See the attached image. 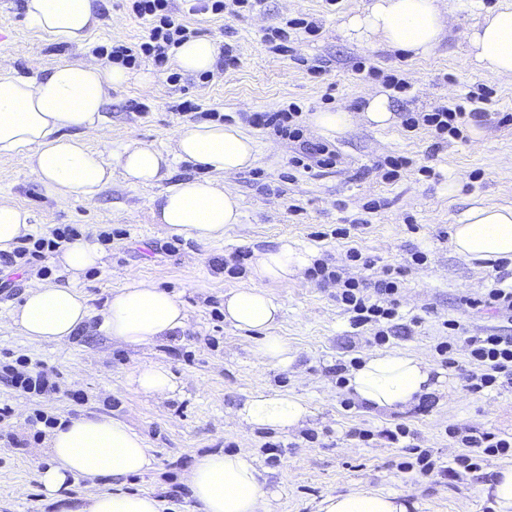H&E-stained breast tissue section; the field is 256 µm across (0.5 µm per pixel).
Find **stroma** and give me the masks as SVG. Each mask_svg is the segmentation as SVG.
<instances>
[{"label": "stroma", "instance_id": "stroma-1", "mask_svg": "<svg viewBox=\"0 0 512 512\" xmlns=\"http://www.w3.org/2000/svg\"><path fill=\"white\" fill-rule=\"evenodd\" d=\"M370 2L336 0L330 7L325 0H266L254 13L215 15L189 13L185 0H177V18L216 46L232 44L238 65L214 69L206 82L186 74L173 83L166 70L146 59L132 68L127 84L112 90L104 111L107 136L89 141L91 148L107 153L120 151L132 139L168 147L183 124L206 121L213 110L230 124L289 102L306 117L336 109L351 113L349 126L336 133L304 127L305 140L327 143L337 153L336 165L309 171L291 163L297 144L246 126L257 141L258 159L249 168L220 176L242 206L240 223L226 229L223 240L203 243L167 233L151 217L164 186L130 185L120 169H113L110 184L94 202L60 205L43 195L16 159L0 155V197L31 212L34 234L56 224L77 225L82 235L93 238L113 230L110 245L100 248L101 263L79 279L78 288L92 307H101L112 290L141 280L174 295L188 315L184 330L144 349L91 329L62 346L40 344L23 336L10 318L28 275L0 270V278L9 282L0 288V360L23 355L53 366L61 387L57 394L29 397L0 382V408L8 411L0 421V512H61L48 504L38 480L48 457L44 441L28 433L27 418L37 409L59 419L120 420L146 440L155 459L153 470L143 475L78 481L71 491V512L101 491L152 494L160 512H199L184 474L194 457L219 450L254 458L270 512H318L326 497L365 487L405 492L416 512H485L492 505L486 486L496 468L512 465L511 457H485L478 470L463 469L458 479L437 482L399 469L402 449L381 440L361 442L352 432L407 424L415 432V445L433 449L447 466L461 453L446 433L449 425L512 437V383L468 391L466 345L458 344L452 367L435 352L437 342L449 334V320L458 321L468 336H512V320L470 306L497 274L512 284V261L496 269L458 254L450 240L452 224L472 201L512 206V81L485 74L458 36L499 0H447L451 28L424 57L371 48L338 33L343 15L363 11ZM123 4L93 0L99 23L85 46L77 48L52 42L32 28L24 0H0V73L26 75L33 60L48 68L83 58L102 44L143 41L147 21L130 16ZM286 18L316 21L319 31L301 35L294 51H272L263 35ZM361 63L371 67V74L358 72ZM144 73L154 75L152 87L140 83ZM390 73L408 82L406 92L387 88L383 77ZM374 92L390 100L388 127H374L362 115L366 96ZM467 95L484 116L468 122L462 138L440 143L427 127L403 125L405 113L428 112ZM182 98L195 99L200 111L175 112L173 104ZM389 156H406L413 164L388 180L380 164ZM457 176L463 182L452 196L448 182ZM283 238L317 260L339 262L348 249H358L374 266L349 267L354 277L401 270L399 317L389 343L374 344L372 328L352 325L335 289L320 287L301 273L266 286L283 306L273 332L287 339L294 359L285 367L259 365L253 356L257 334L224 319L225 295L250 276L230 278L214 264L239 250L253 254L274 247ZM417 251L427 256L423 264L411 259ZM379 351L419 354L441 371L444 380L429 409L415 402L378 411L337 388L336 364ZM150 363L166 365L174 374L177 386L170 396L149 398L130 384L132 371ZM260 386L301 398L310 417L290 431L240 425L235 410ZM69 390L83 391L85 401L69 402ZM270 444L279 447L274 464L266 451Z\"/></svg>", "mask_w": 512, "mask_h": 512}]
</instances>
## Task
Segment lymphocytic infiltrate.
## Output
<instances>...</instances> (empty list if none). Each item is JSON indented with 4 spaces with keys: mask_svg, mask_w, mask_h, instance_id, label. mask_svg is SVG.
Listing matches in <instances>:
<instances>
[{
    "mask_svg": "<svg viewBox=\"0 0 512 512\" xmlns=\"http://www.w3.org/2000/svg\"><path fill=\"white\" fill-rule=\"evenodd\" d=\"M131 10L138 18L149 21L148 37L139 43L100 47V54L106 55L112 63L131 68L145 57L152 59L156 66L163 67L181 43L196 35L195 30L175 19L173 0H131ZM300 116L299 108L291 104L253 113L250 121L259 128L272 130L279 139L298 144V153L292 159L293 166L309 170L315 166L334 165L336 153L327 144L304 140ZM467 117L465 106L458 104L438 107L430 112L406 113L403 123L410 129L423 125L432 128L437 135L455 138L460 135ZM79 235V230L69 225L50 228L39 237L22 239L5 261L19 269L36 262L40 265L41 275H48L50 268L46 260L49 253ZM307 274L322 286H335L336 300L350 313L354 325L377 324L373 337L375 344L383 345L389 341V332L382 329L381 323L396 318L400 290V282L391 271H384L380 278L372 281L349 276L345 268L320 261L309 268ZM465 343L475 367L468 376L470 391L478 392L495 386L502 378L512 381V336L490 333L467 337ZM0 379L24 394L39 396L59 389L58 374L53 368L31 362L24 356L18 357L14 363L0 364ZM448 435L465 450L456 467L440 465L429 449L412 445L407 447L408 458L400 462V469L415 470L424 477L452 479L457 477L459 469L479 468L483 456L512 453V437L465 425L449 426Z\"/></svg>",
    "mask_w": 512,
    "mask_h": 512,
    "instance_id": "lymphocytic-infiltrate-1",
    "label": "lymphocytic infiltrate"
}]
</instances>
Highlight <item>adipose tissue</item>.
Returning a JSON list of instances; mask_svg holds the SVG:
<instances>
[{
	"mask_svg": "<svg viewBox=\"0 0 512 512\" xmlns=\"http://www.w3.org/2000/svg\"><path fill=\"white\" fill-rule=\"evenodd\" d=\"M28 22L59 44L82 46L96 23L92 0H25ZM345 36L381 43L404 53L431 52L445 36L447 12L439 0H372L360 14L345 18ZM475 59L494 78L512 79V5L487 14L482 23L462 33ZM119 66L91 57L63 61L29 77L0 74V154L16 158L57 203L93 202L112 180L113 167L135 185L166 183L154 223L172 235L199 242L223 238L226 227L241 220L237 194L214 181L217 173L254 164L255 140L240 126L218 122L188 123L175 134L173 149L137 140L122 147L116 158L93 150L89 138L101 135L104 109L112 88L127 82ZM198 165L205 178L170 183L174 163ZM33 229L28 210L0 199V252L9 253ZM455 250L478 261L512 260V207L474 205L453 225ZM101 254L91 239L68 243L58 257L60 282L30 280L23 301L12 313L20 332L30 340L61 345L81 332L90 320L104 336L132 348L151 346L183 329L182 305L166 291L143 281L113 290L101 309H93L76 283ZM310 263L308 251L281 239L276 248L260 252L256 282L245 283L224 300V318L236 328L259 333L254 350L263 364L291 363L285 338L271 334L281 304L262 281L288 280ZM348 387L361 403L392 410L433 393L438 383L425 358L396 353L365 357L348 375ZM310 414L302 400L256 388L237 409L239 423L290 430ZM50 463L39 481L48 501L63 504L77 479L101 475L123 477L153 469L154 458L144 440L129 426L101 417H80L59 424L46 441ZM186 483L201 512H269L261 474L247 453H210L195 458ZM405 494L368 488L325 498L318 512H409ZM150 494L104 492L88 499L81 512H159Z\"/></svg>",
	"mask_w": 512,
	"mask_h": 512,
	"instance_id": "1",
	"label": "adipose tissue"
}]
</instances>
